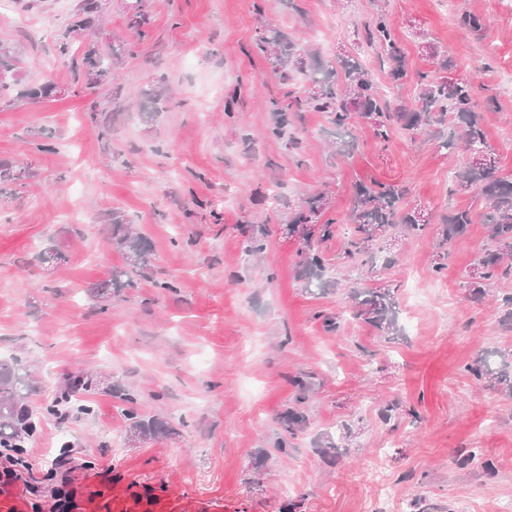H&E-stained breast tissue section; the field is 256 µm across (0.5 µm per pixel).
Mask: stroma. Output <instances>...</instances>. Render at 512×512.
I'll return each instance as SVG.
<instances>
[{
  "mask_svg": "<svg viewBox=\"0 0 512 512\" xmlns=\"http://www.w3.org/2000/svg\"><path fill=\"white\" fill-rule=\"evenodd\" d=\"M77 2L17 0L22 24L0 14V42L23 49L22 83L50 75L63 89L0 103V159L24 171L0 187V359L17 358L37 379L38 406L76 370L108 381L90 397L93 415L42 420L32 442L38 487L54 484L47 456L65 438L85 465L73 482L76 512H411L419 497L495 512L511 502L512 399L465 366L512 353L496 300L512 278L473 298L467 272L487 240L478 218L435 268L440 216L480 209L476 192L450 190L463 153L398 131L380 143L366 124L339 131L324 113L290 110L287 84L254 41L266 23L313 46L324 66L359 55L382 91L405 100L409 86H393L375 51L358 47V27L389 13L410 71H436L430 45L473 80L488 143L510 175L512 0H454L449 12L441 0H144L143 31L117 8L100 24V46L120 41L126 51L118 80L93 91L74 83L58 50ZM463 13L482 18L481 35L460 29ZM158 86L169 96L144 122L142 94ZM282 111L300 144L293 152L268 134ZM37 130L52 151L32 146ZM336 141L347 151H331ZM373 179L405 184L406 207L432 218L428 231L379 241L375 266L363 268L333 240L336 286L305 291L298 245L284 234L289 210L273 211L271 183L289 209L325 193L343 234L354 184ZM115 210L150 241L151 270L98 305L89 283L125 264L109 231ZM254 234L266 245L260 259L244 251ZM51 241L66 263L42 264ZM362 285L392 288L398 335L351 319L347 296ZM322 312L342 316L338 332L324 329ZM128 392L138 413L161 417L174 435L127 447ZM394 401L395 428L379 418ZM296 406L305 420L282 453ZM346 424V450L324 454ZM473 448L495 475L483 459L460 465Z\"/></svg>",
  "mask_w": 512,
  "mask_h": 512,
  "instance_id": "stroma-1",
  "label": "stroma"
}]
</instances>
